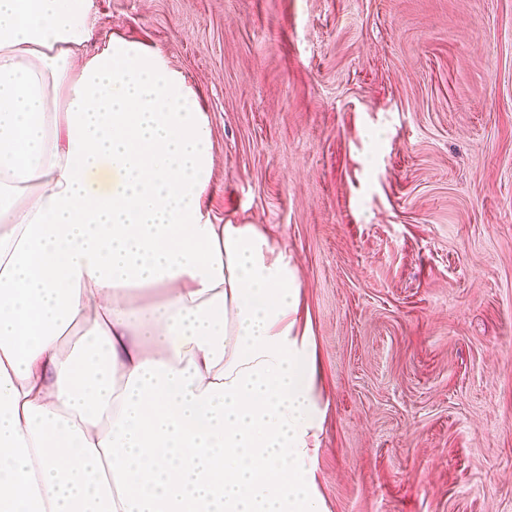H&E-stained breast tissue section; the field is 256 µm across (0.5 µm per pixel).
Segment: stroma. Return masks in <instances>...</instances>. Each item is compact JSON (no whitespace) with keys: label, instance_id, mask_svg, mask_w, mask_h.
I'll list each match as a JSON object with an SVG mask.
<instances>
[{"label":"stroma","instance_id":"stroma-1","mask_svg":"<svg viewBox=\"0 0 512 512\" xmlns=\"http://www.w3.org/2000/svg\"><path fill=\"white\" fill-rule=\"evenodd\" d=\"M197 89L214 222L293 257L326 512H512V0H95Z\"/></svg>","mask_w":512,"mask_h":512}]
</instances>
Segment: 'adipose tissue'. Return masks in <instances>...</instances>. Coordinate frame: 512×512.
Wrapping results in <instances>:
<instances>
[{"mask_svg":"<svg viewBox=\"0 0 512 512\" xmlns=\"http://www.w3.org/2000/svg\"><path fill=\"white\" fill-rule=\"evenodd\" d=\"M0 0V512H323L297 266L203 206L198 92Z\"/></svg>","mask_w":512,"mask_h":512,"instance_id":"obj_1","label":"adipose tissue"}]
</instances>
